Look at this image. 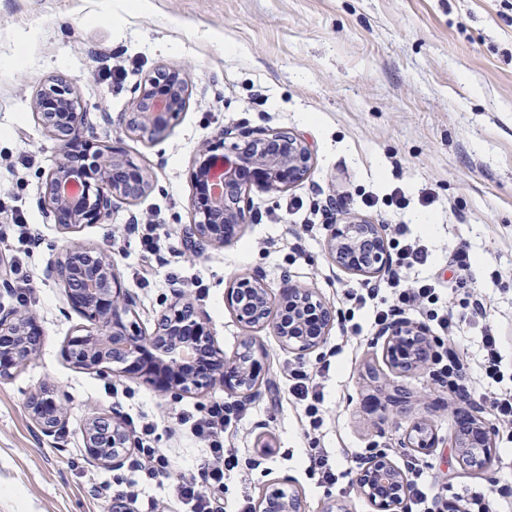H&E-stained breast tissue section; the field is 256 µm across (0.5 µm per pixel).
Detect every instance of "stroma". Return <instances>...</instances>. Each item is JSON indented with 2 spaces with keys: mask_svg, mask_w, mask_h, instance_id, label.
I'll return each instance as SVG.
<instances>
[{
  "mask_svg": "<svg viewBox=\"0 0 512 512\" xmlns=\"http://www.w3.org/2000/svg\"><path fill=\"white\" fill-rule=\"evenodd\" d=\"M97 52L122 54L131 64L122 85L100 76ZM160 67L181 71L190 99L151 142L118 119L131 112L135 86ZM53 77L73 80L95 135L122 147L151 183L104 223L72 234L58 228L41 199L42 183L62 157L60 141L34 109ZM232 124L303 136L314 168L286 192L252 190V220L237 241L187 252L182 235L192 220L194 152ZM29 154L34 163H26ZM396 191L406 197L404 208L391 202ZM367 197L375 207H364ZM331 198L348 201L337 221L404 224L411 236L424 237L428 270L440 275L442 298L455 313H463L469 292L481 296L486 325L505 339L504 378L481 388L512 389V0H0V256L21 248L9 230L12 210H22L41 236L28 259L35 294L22 302L17 291L0 288V305L31 310L42 331L37 356L0 379V512H112L118 476L136 483L134 512H180L172 486L195 473L205 450L178 417L228 397L218 386L174 399L141 379L67 362L63 343L86 320L46 275L67 241L113 255L145 332L153 331L172 285L189 287L229 353L244 331L224 304V290L242 274L259 272L275 294L284 280L297 282L345 310L344 292L362 276L329 259L325 217L304 230L314 205ZM137 221L161 225L160 260L126 233ZM462 241L477 260L471 281L448 269V254ZM357 320L359 334L333 327L323 347L300 359L330 364L321 380L324 424L311 437L288 393L287 367L298 359L270 330L258 331L269 354V390L231 430L244 462L224 480L223 512H238L285 482L304 512H374L354 487L353 457L367 448L386 450L400 465L417 462L425 480L447 487L450 503L483 494L494 498L495 512H512V495L497 492L512 485V429L498 428L482 473L462 470L451 439L463 405L432 367L389 369L368 313L358 312ZM43 388L66 402V416L51 433L27 406ZM397 389L410 392L408 402L392 403ZM112 411L128 424H154L169 475L137 478L88 457L83 424ZM421 420L433 429L435 448H402ZM313 442L333 457L336 483H319L305 469Z\"/></svg>",
  "mask_w": 512,
  "mask_h": 512,
  "instance_id": "1",
  "label": "stroma"
}]
</instances>
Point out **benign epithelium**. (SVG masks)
<instances>
[{"mask_svg": "<svg viewBox=\"0 0 512 512\" xmlns=\"http://www.w3.org/2000/svg\"><path fill=\"white\" fill-rule=\"evenodd\" d=\"M190 93L176 72L158 70L138 87L129 115L120 122L132 132L155 139L186 108ZM44 126L64 146L62 159L47 174L43 202L65 232L85 224H99L120 203L146 193L147 174L116 146L86 137L88 112L75 95L73 82L52 79L34 103ZM313 166L308 144L290 132L237 130L226 126L216 139L196 151L191 170L192 222L185 226L191 250L221 248L235 239L250 222L249 193L258 188L281 193L302 181ZM73 183L77 196L68 198L61 185ZM327 244L331 258L348 271L379 276L391 264L381 225L361 219L328 224ZM60 281L71 307L91 322L84 334L70 336L64 357L83 369L134 375L158 393L181 398L222 386L240 400L261 394L257 340L251 332L270 328L288 351L309 354L322 347L336 321L335 310L317 292L285 281L277 306L261 275L248 273L231 283L224 293L225 305L250 335L243 337L231 354L215 344L210 319L195 305L185 289H171V302L148 334L134 329L129 320L136 302L124 287L112 257L105 252L71 241L46 270ZM36 317L17 307L0 306V378L29 361L39 350ZM387 365L400 373L424 367L436 355L439 342L421 323L398 317L376 333ZM469 427L456 431L453 442L459 460H481L494 448L496 427L483 409L467 395ZM28 409L46 432L52 431L64 413L54 393L42 389L30 395ZM91 458L120 465L136 440L116 412L91 417L82 430ZM436 437L426 423H418L406 435L403 447L430 451ZM354 485L375 512H407L406 474L387 453L359 460ZM255 512H301V501L281 489L261 497Z\"/></svg>", "mask_w": 512, "mask_h": 512, "instance_id": "obj_1", "label": "benign epithelium"}]
</instances>
